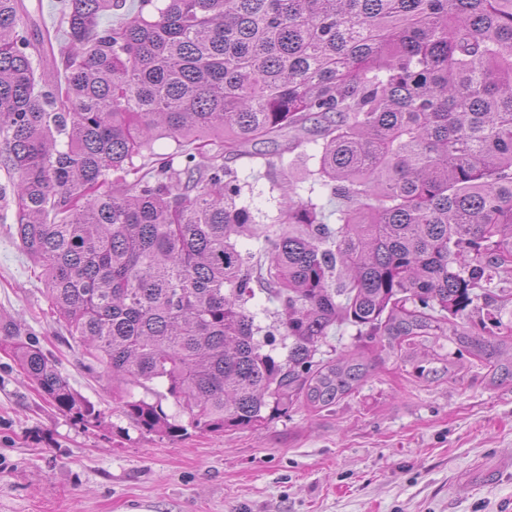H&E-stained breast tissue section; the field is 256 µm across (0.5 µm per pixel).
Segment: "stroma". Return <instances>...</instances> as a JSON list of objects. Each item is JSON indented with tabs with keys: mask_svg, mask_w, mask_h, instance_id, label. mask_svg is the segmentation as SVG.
<instances>
[{
	"mask_svg": "<svg viewBox=\"0 0 512 512\" xmlns=\"http://www.w3.org/2000/svg\"><path fill=\"white\" fill-rule=\"evenodd\" d=\"M235 166L261 220L276 213L272 180L305 179L293 152L271 171ZM9 323L98 423L41 395L8 349ZM0 512H512V382L492 383L455 343L429 338L385 356L330 408L299 403L257 431L142 434L54 314L16 206L0 201Z\"/></svg>",
	"mask_w": 512,
	"mask_h": 512,
	"instance_id": "35a3bbf8",
	"label": "stroma"
}]
</instances>
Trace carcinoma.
<instances>
[{"label": "carcinoma", "mask_w": 512, "mask_h": 512, "mask_svg": "<svg viewBox=\"0 0 512 512\" xmlns=\"http://www.w3.org/2000/svg\"><path fill=\"white\" fill-rule=\"evenodd\" d=\"M117 6L58 0L35 43L23 0H0V171L70 335L112 382L158 380L178 407L125 394L140 433L256 430L336 404L370 368L315 360L343 324L390 354L446 336L512 380V0H141L101 25ZM55 40L68 48L46 81L34 55ZM310 143L309 192L330 191L336 225L274 182L261 231L229 162L272 167ZM12 339L58 410L98 419Z\"/></svg>", "instance_id": "1"}]
</instances>
